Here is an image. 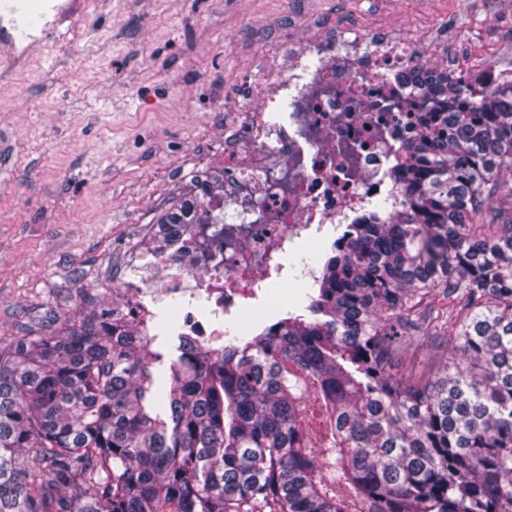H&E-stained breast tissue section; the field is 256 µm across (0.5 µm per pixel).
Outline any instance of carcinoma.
Segmentation results:
<instances>
[{
  "label": "carcinoma",
  "mask_w": 512,
  "mask_h": 512,
  "mask_svg": "<svg viewBox=\"0 0 512 512\" xmlns=\"http://www.w3.org/2000/svg\"><path fill=\"white\" fill-rule=\"evenodd\" d=\"M510 171L512 85L438 113L303 313L163 384L113 300L0 341V512H512Z\"/></svg>",
  "instance_id": "obj_1"
}]
</instances>
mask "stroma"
<instances>
[{"instance_id":"stroma-1","label":"stroma","mask_w":512,"mask_h":512,"mask_svg":"<svg viewBox=\"0 0 512 512\" xmlns=\"http://www.w3.org/2000/svg\"><path fill=\"white\" fill-rule=\"evenodd\" d=\"M376 25L434 66L496 46L512 70V0H111L71 57L36 51L0 95V336L111 291L279 44Z\"/></svg>"}]
</instances>
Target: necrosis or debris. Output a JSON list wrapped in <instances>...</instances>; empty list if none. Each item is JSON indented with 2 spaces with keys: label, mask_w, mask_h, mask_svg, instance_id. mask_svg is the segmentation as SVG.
Segmentation results:
<instances>
[{
  "label": "necrosis or debris",
  "mask_w": 512,
  "mask_h": 512,
  "mask_svg": "<svg viewBox=\"0 0 512 512\" xmlns=\"http://www.w3.org/2000/svg\"><path fill=\"white\" fill-rule=\"evenodd\" d=\"M41 13L57 50L73 46L84 0H24L0 8V37L15 50L0 71L29 62L32 30L18 11ZM415 43L378 26L291 41L270 65L261 102L224 127L218 154L200 164L210 174L186 187L197 215L172 245L133 259L112 286L141 335H150L156 304L168 303L169 325L207 347L231 322L245 333L267 325L276 307L271 286L315 278L300 253L330 249L328 232L371 217L382 200L399 206L391 169L412 127L441 106L423 78ZM464 95L505 85L494 64L449 55Z\"/></svg>",
  "instance_id": "4bbe7bcc"
}]
</instances>
